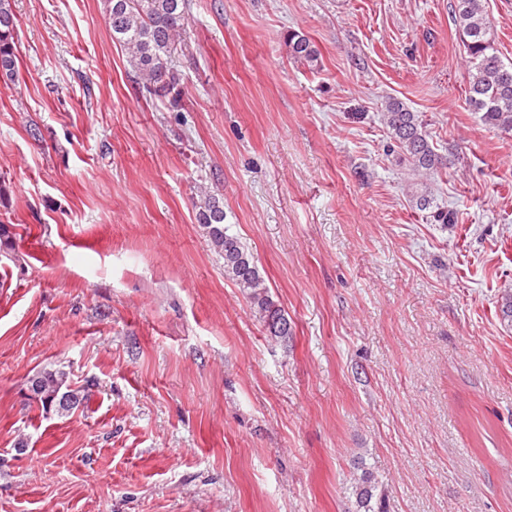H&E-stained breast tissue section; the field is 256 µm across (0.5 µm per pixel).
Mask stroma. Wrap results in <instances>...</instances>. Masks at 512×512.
<instances>
[{"mask_svg":"<svg viewBox=\"0 0 512 512\" xmlns=\"http://www.w3.org/2000/svg\"><path fill=\"white\" fill-rule=\"evenodd\" d=\"M453 3L191 0L172 97L134 83L102 0H15L0 224L30 233L0 257V512H351L360 459L387 512H512V133L466 101ZM392 99L447 158L455 224L414 207ZM202 186L288 343L225 277ZM44 368L89 401L26 405ZM288 54L295 62L307 66L314 71L319 68V52L309 38L298 32H292L287 37Z\"/></svg>","mask_w":512,"mask_h":512,"instance_id":"1","label":"stroma"}]
</instances>
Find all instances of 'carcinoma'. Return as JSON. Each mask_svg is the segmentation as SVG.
<instances>
[{
	"mask_svg": "<svg viewBox=\"0 0 512 512\" xmlns=\"http://www.w3.org/2000/svg\"><path fill=\"white\" fill-rule=\"evenodd\" d=\"M105 18L112 41L127 55L135 82L150 94L166 92L178 84L169 66L175 42L186 35L189 0H104ZM469 69L467 102L480 120L504 133L512 132V63L506 64L495 48L493 24L484 0H454L452 8ZM18 18L13 0H0V76L13 81L18 75ZM291 59L314 71L319 52L309 38L298 32L287 37ZM383 124L396 148L398 162L408 163L412 174L434 178L446 168L432 138L417 113L403 102L388 101ZM414 206L430 211L437 224L456 223L452 210L433 209L431 190L419 183L411 195ZM224 205L213 191L202 193L197 221L206 230L214 251L224 259V275L240 288L264 323L267 335L279 342L293 336L288 316L274 304L269 288L248 247L224 225ZM40 396L29 399L45 412L67 416L88 400L71 388L69 373L62 369L36 372ZM350 490L355 512H387L384 480L361 463Z\"/></svg>",
	"mask_w": 512,
	"mask_h": 512,
	"instance_id": "cac0c4a2",
	"label": "carcinoma"
}]
</instances>
